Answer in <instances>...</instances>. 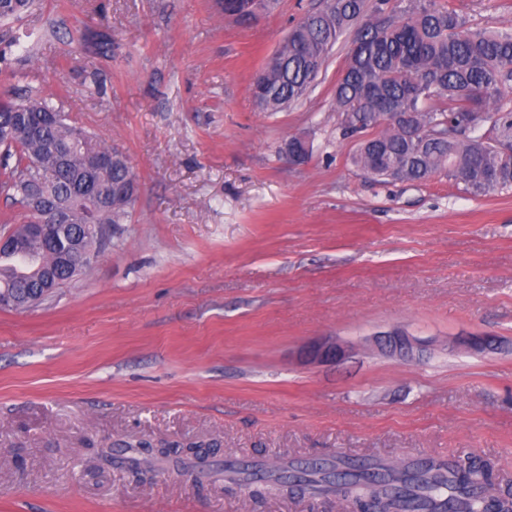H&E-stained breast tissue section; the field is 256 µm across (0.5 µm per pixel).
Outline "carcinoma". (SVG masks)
Wrapping results in <instances>:
<instances>
[{
    "label": "carcinoma",
    "instance_id": "1",
    "mask_svg": "<svg viewBox=\"0 0 512 512\" xmlns=\"http://www.w3.org/2000/svg\"><path fill=\"white\" fill-rule=\"evenodd\" d=\"M35 4L0 0V24L11 25ZM252 7L253 0H227L224 16L245 23ZM348 32L353 47L334 104L342 137L357 139V170L384 184L444 174L469 194L512 190V25L474 29L435 0H321L253 77L261 111L282 112L302 99ZM21 114L40 133L0 137V194L24 212L11 235L33 262L22 271L1 253L0 290L33 293L48 275L60 288L82 273L68 271L55 242L36 231L51 219L31 209L34 191L51 206L65 205L75 232L126 223L138 193L119 208L103 204L112 186L136 179L129 158L70 122L52 98L0 97L1 132ZM59 144L69 147L67 155L56 154ZM90 152L110 163L88 172ZM291 483L313 491L332 486L353 506L370 495L382 512H512V482L468 453L448 462H309L287 474L270 471L265 489Z\"/></svg>",
    "mask_w": 512,
    "mask_h": 512
}]
</instances>
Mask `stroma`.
I'll use <instances>...</instances> for the list:
<instances>
[{"instance_id":"35a3bbf8","label":"stroma","mask_w":512,"mask_h":512,"mask_svg":"<svg viewBox=\"0 0 512 512\" xmlns=\"http://www.w3.org/2000/svg\"><path fill=\"white\" fill-rule=\"evenodd\" d=\"M319 3L245 26L215 0H40L12 25L0 95L52 97L126 152L141 193L84 274L0 307V512H344L255 500L225 482L230 455L469 453L512 477V190L357 171L333 101L347 35L301 101L259 111L253 75ZM436 3L512 24V0ZM295 136L306 163L283 153ZM395 330L413 356L375 347ZM479 336L492 346L470 348ZM325 338L345 356L308 360ZM160 442L216 450L142 481L121 464L123 446Z\"/></svg>"}]
</instances>
